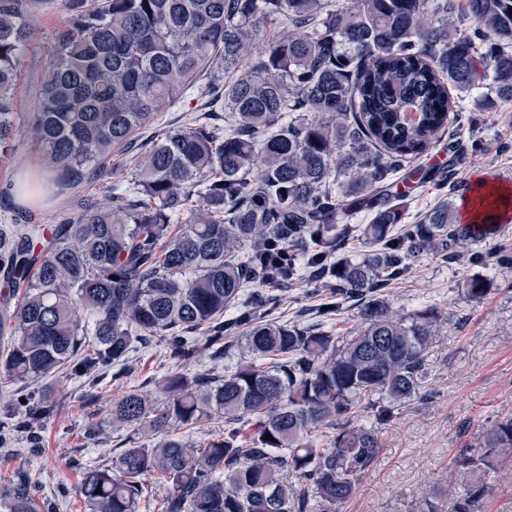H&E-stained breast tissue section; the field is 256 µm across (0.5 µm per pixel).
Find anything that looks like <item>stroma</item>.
Returning a JSON list of instances; mask_svg holds the SVG:
<instances>
[{
	"label": "stroma",
	"mask_w": 512,
	"mask_h": 512,
	"mask_svg": "<svg viewBox=\"0 0 512 512\" xmlns=\"http://www.w3.org/2000/svg\"><path fill=\"white\" fill-rule=\"evenodd\" d=\"M30 41L20 58L17 96L18 117L27 122L37 100L50 58L53 37L65 25L61 0H37L25 18ZM486 86L474 89L467 107L468 122L455 129L460 151L454 168L457 189L474 178L512 179V100L497 101L492 111L480 104ZM44 153L31 136L23 135L14 150L0 158V224L10 221L7 208L16 202L20 172L43 168ZM402 221L420 223L426 213L447 196V189L417 178L397 186ZM106 205L98 183L82 184L48 200L37 212L41 224H60L76 217L91 204ZM486 266L472 265L466 251L447 259L436 252L409 258L404 276L384 288L389 310L405 314L430 308L441 316L437 336L426 359L427 376L417 393L395 405L392 419L381 425L382 450L377 464L360 480L342 512H416L425 494L451 487L450 462L461 449L476 445L487 422L512 414V263L498 262L501 250L512 252V220L496 226L479 244ZM490 284L480 301L465 295L471 278ZM328 290L312 277L281 289L283 319L307 322ZM132 371L106 377L96 389L85 380L60 374L48 379L54 396L62 401L56 419L43 434L38 452L25 439L0 448V493L17 469L28 471L39 496L56 512H88L75 489L85 464H103L118 451L125 430L109 427L113 400L138 389L164 401L160 378L171 365L162 341L138 347L132 354ZM108 427L102 442L90 445L83 438L89 422Z\"/></svg>",
	"instance_id": "1"
}]
</instances>
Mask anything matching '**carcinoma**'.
I'll use <instances>...</instances> for the list:
<instances>
[{"instance_id":"cac0c4a2","label":"carcinoma","mask_w":512,"mask_h":512,"mask_svg":"<svg viewBox=\"0 0 512 512\" xmlns=\"http://www.w3.org/2000/svg\"><path fill=\"white\" fill-rule=\"evenodd\" d=\"M36 0H0V154L13 149L19 57ZM30 131L47 175L38 197L95 179L112 152L189 89L203 114L153 138L130 186L109 206L49 228L30 210L0 224V282L13 322L0 381L66 370L95 385L129 372L137 345L158 338L175 365L158 403L137 389L112 402V426L132 434L106 465L82 466L77 493L90 512H139L154 480L161 512H339L377 463L379 425L416 394L440 317L390 314L380 289L409 257L476 238L457 224L454 194L403 229L394 179L461 118L492 75L512 100V0H62ZM283 18L288 34L239 69L243 41ZM224 63V77L212 73ZM226 113L224 125L213 116ZM368 208L365 224L341 225ZM288 232L292 278L336 256L324 278L338 301L300 326L253 296L251 271ZM368 245L350 255L351 239ZM360 302L350 336L336 335L341 301ZM240 313L226 321L224 311ZM207 350L224 374L183 367ZM369 400L376 422L360 424ZM45 389L0 417V447L23 433L33 448L60 412ZM214 419L224 434L192 432ZM336 431L320 444L316 432ZM272 439H267L266 435ZM512 462V416L455 456L458 491L419 512H481L489 476ZM25 471L0 512H43Z\"/></svg>"}]
</instances>
